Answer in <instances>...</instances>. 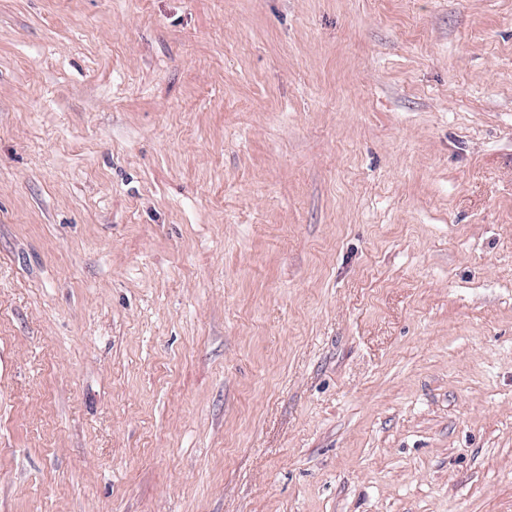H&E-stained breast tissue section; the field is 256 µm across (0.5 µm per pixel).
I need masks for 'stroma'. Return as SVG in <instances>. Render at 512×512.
<instances>
[{
	"instance_id": "1",
	"label": "stroma",
	"mask_w": 512,
	"mask_h": 512,
	"mask_svg": "<svg viewBox=\"0 0 512 512\" xmlns=\"http://www.w3.org/2000/svg\"><path fill=\"white\" fill-rule=\"evenodd\" d=\"M0 512H512V0H0Z\"/></svg>"
}]
</instances>
